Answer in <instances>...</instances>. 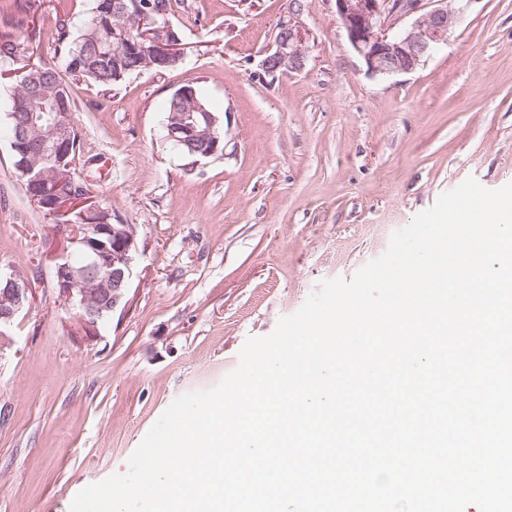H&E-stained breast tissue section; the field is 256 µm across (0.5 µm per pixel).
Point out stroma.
Here are the masks:
<instances>
[{"label": "stroma", "instance_id": "obj_1", "mask_svg": "<svg viewBox=\"0 0 512 512\" xmlns=\"http://www.w3.org/2000/svg\"><path fill=\"white\" fill-rule=\"evenodd\" d=\"M300 2V71L259 67ZM35 43L79 33L92 0H43ZM460 20L413 72L369 77L333 0H174L172 69L105 91L72 86L102 203L137 227L129 303L90 347L54 288L52 220L32 205L5 134L0 84V268L33 301L0 333V512H69L128 459L180 395L209 389L324 279H351L392 234L467 178L512 183V0H450ZM197 87L223 117L222 158L164 138V106Z\"/></svg>", "mask_w": 512, "mask_h": 512}]
</instances>
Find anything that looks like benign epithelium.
<instances>
[{
  "mask_svg": "<svg viewBox=\"0 0 512 512\" xmlns=\"http://www.w3.org/2000/svg\"><path fill=\"white\" fill-rule=\"evenodd\" d=\"M336 15L351 49L362 59L366 74L388 78L415 71L423 59L448 40L459 14L446 6L425 9L424 0H334ZM291 9L281 16L273 39L261 60L262 71L276 76L303 68L308 48L299 15ZM112 40L122 50L140 51L132 31L151 40L143 50L146 68L166 69L183 59L179 34L161 11L126 12L123 0L112 2ZM63 91L58 78L25 80L21 90L23 106L14 107L18 137L14 141L15 168L27 178L37 197L44 196L45 173L36 171L35 160L43 158L62 166L70 155V114L47 111L50 89ZM177 98L190 105L183 112H171L165 124V138L175 147L196 142L210 145L217 154L224 146L223 124L215 112H203L195 89L183 86ZM46 215L54 219L57 243L54 278L58 298L75 310V335L86 346L100 338V328L114 310L129 302L128 292L138 255L137 230L121 222L74 224L63 222L67 207L47 205ZM78 252L83 265L71 263ZM33 300L27 275L19 270L0 272V328Z\"/></svg>",
  "mask_w": 512,
  "mask_h": 512,
  "instance_id": "7a95c632",
  "label": "benign epithelium"
}]
</instances>
